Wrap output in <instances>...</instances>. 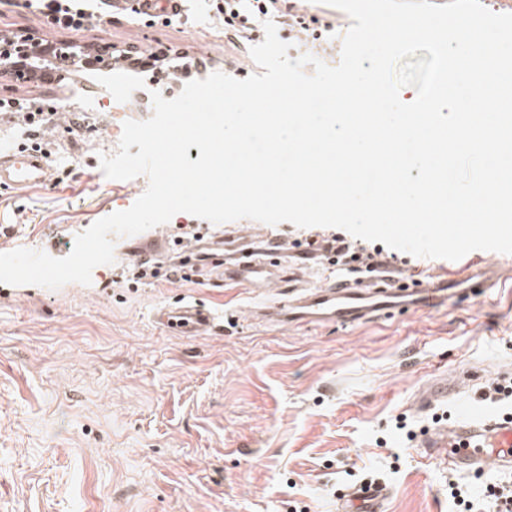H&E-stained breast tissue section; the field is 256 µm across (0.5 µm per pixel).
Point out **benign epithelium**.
<instances>
[{
	"instance_id": "obj_1",
	"label": "benign epithelium",
	"mask_w": 512,
	"mask_h": 512,
	"mask_svg": "<svg viewBox=\"0 0 512 512\" xmlns=\"http://www.w3.org/2000/svg\"><path fill=\"white\" fill-rule=\"evenodd\" d=\"M115 49L109 42L92 47L45 42L34 33L18 31L0 46V75L18 81L27 79L33 71L31 58L35 55L53 66L63 60L68 70L94 65L107 69L112 67Z\"/></svg>"
}]
</instances>
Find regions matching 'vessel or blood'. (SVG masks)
I'll use <instances>...</instances> for the list:
<instances>
[{
	"label": "vessel or blood",
	"mask_w": 512,
	"mask_h": 512,
	"mask_svg": "<svg viewBox=\"0 0 512 512\" xmlns=\"http://www.w3.org/2000/svg\"><path fill=\"white\" fill-rule=\"evenodd\" d=\"M51 169L42 152L15 149L0 151V187L24 191L47 184ZM284 250L266 238L242 236L232 256L224 254L223 238L209 245L207 263L220 271L225 283L267 292L281 284L277 300L259 310L262 319L277 325L319 322L342 326L364 325L406 310H428L463 296L479 299L495 288L503 277L502 268L477 266L457 278H439L428 284L408 285L387 274L368 282L337 280L312 286L305 275L313 264V254L287 265ZM155 323L168 331L199 336L216 330V318L202 302L181 299L159 308ZM448 399V382L437 376L418 398L420 406L432 409ZM421 446L426 458L448 465L460 473L484 471L490 465L512 467V415L485 417L463 408L453 424L429 430ZM391 490L384 485H360L336 500V512H386Z\"/></svg>",
	"instance_id": "vessel-or-blood-1"
}]
</instances>
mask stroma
Instances as JSON below:
<instances>
[{
    "mask_svg": "<svg viewBox=\"0 0 512 512\" xmlns=\"http://www.w3.org/2000/svg\"><path fill=\"white\" fill-rule=\"evenodd\" d=\"M320 47L291 46L337 66L352 21L317 0ZM30 30L57 43L136 44L163 55L194 52L224 69V19L211 0H187L171 25L116 22L97 11L86 29L62 31L50 17L0 0V31ZM46 107L66 100L81 128L62 138L46 185L0 189V253L21 246L61 258L95 221L130 208L148 179L111 180L126 121L153 106L142 90L99 71L68 72L35 91ZM130 98L124 112L91 102ZM90 284L56 290L0 283V512H334L339 490L377 475L393 491L388 512H456L447 467L427 463L418 441L396 429L433 428L416 408L438 374L459 380L444 409L456 419L480 388L512 373V277L481 300L454 299L340 328H283L248 318L252 290L214 273L160 277L128 287L127 240ZM393 276L408 282L456 277L512 256L475 250L457 261L385 249ZM199 300L220 330L179 336L153 321L155 308Z\"/></svg>",
    "mask_w": 512,
    "mask_h": 512,
    "instance_id": "stroma-1",
    "label": "stroma"
}]
</instances>
